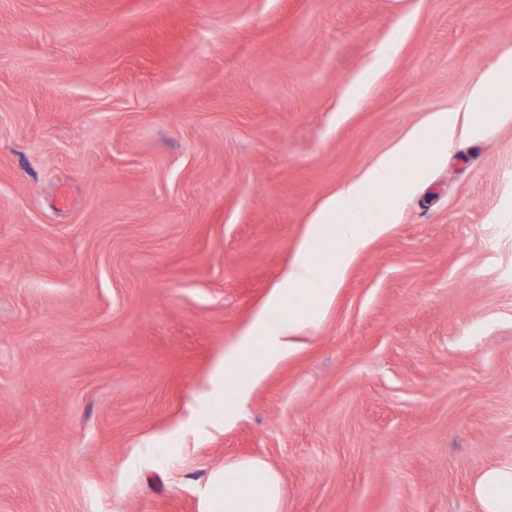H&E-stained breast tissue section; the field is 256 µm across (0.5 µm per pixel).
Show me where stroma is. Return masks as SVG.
I'll use <instances>...</instances> for the list:
<instances>
[{
	"label": "stroma",
	"instance_id": "35a3bbf8",
	"mask_svg": "<svg viewBox=\"0 0 512 512\" xmlns=\"http://www.w3.org/2000/svg\"><path fill=\"white\" fill-rule=\"evenodd\" d=\"M510 46L512 0H0V512H202L249 457L284 512H482L512 460L511 118L375 205L297 350L209 417L312 213ZM474 494L483 512H512V461L483 470Z\"/></svg>",
	"mask_w": 512,
	"mask_h": 512
}]
</instances>
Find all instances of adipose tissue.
<instances>
[{
  "instance_id": "ef3b65f1",
  "label": "adipose tissue",
  "mask_w": 512,
  "mask_h": 512,
  "mask_svg": "<svg viewBox=\"0 0 512 512\" xmlns=\"http://www.w3.org/2000/svg\"><path fill=\"white\" fill-rule=\"evenodd\" d=\"M493 94L512 99V48L504 50L497 63L478 77L467 98L448 110L433 113L360 179L343 186L311 216L306 237L298 245L286 277L266 302L267 308L284 314V326L270 329L264 315H257L216 365V380L224 388L223 399L213 402L218 417L231 420L249 388L296 349L295 337L304 324L296 297L306 296L315 310H322L334 294V281L343 276L353 257L386 232V225L375 221L372 205L379 202L389 210L398 209L396 169L407 166L414 179H422L432 162L429 145L434 139L449 143L460 134L479 139L485 126L496 121L498 115L477 111L476 106ZM332 229L338 233L339 252L319 262L310 244ZM257 349L262 352L261 359L250 361V354ZM229 487L234 488V497L226 496ZM474 494L483 512H512V462L483 470L475 482ZM203 503V512H283V477L262 459L233 460L210 475Z\"/></svg>"
}]
</instances>
